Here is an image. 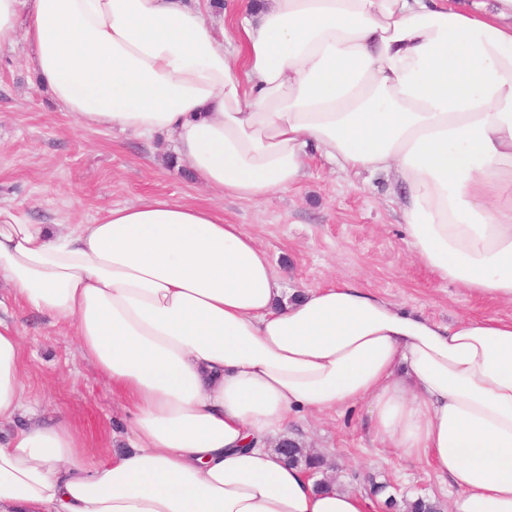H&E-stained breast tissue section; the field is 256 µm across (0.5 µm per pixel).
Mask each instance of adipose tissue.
Instances as JSON below:
<instances>
[{"label": "adipose tissue", "mask_w": 512, "mask_h": 512, "mask_svg": "<svg viewBox=\"0 0 512 512\" xmlns=\"http://www.w3.org/2000/svg\"><path fill=\"white\" fill-rule=\"evenodd\" d=\"M80 125L174 136L202 184L252 201L310 157L393 176L404 241L441 282L512 303V0H247L235 49L198 0H0V46ZM0 512H368L266 444L364 405L380 440L449 480L450 512H512V319L449 324L334 279L280 302L240 225L164 197L93 224L0 207ZM23 304L71 325L133 409L91 461L64 420L15 426Z\"/></svg>", "instance_id": "1"}]
</instances>
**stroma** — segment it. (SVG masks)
<instances>
[{
    "label": "stroma",
    "mask_w": 512,
    "mask_h": 512,
    "mask_svg": "<svg viewBox=\"0 0 512 512\" xmlns=\"http://www.w3.org/2000/svg\"><path fill=\"white\" fill-rule=\"evenodd\" d=\"M24 36L0 47V206L35 224H91L114 206L168 197L223 212L256 237L282 276L283 290L330 278L354 281L441 322L470 314L512 317V304L478 300L437 282L403 241L392 178L348 182L310 161L293 188L251 202L220 197L178 165L168 136L144 140L78 124L53 101L29 65ZM11 319L22 335L25 382L48 416L67 419L82 452L97 459L125 447L132 411L77 351L72 331L22 306ZM290 432L329 459L340 487L382 484L372 512H405L423 496L448 501V480L424 459L398 457L373 439L363 408L294 421Z\"/></svg>",
    "instance_id": "stroma-1"
}]
</instances>
